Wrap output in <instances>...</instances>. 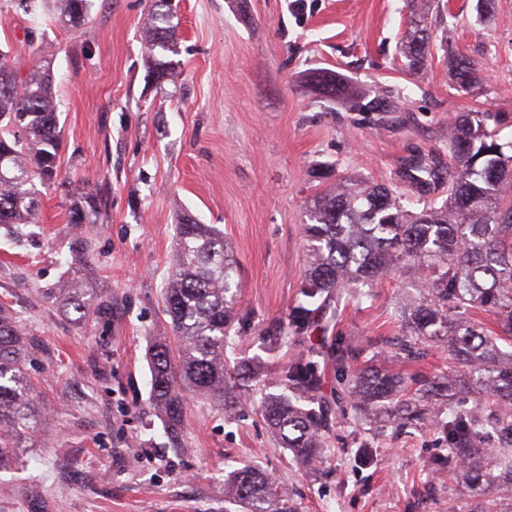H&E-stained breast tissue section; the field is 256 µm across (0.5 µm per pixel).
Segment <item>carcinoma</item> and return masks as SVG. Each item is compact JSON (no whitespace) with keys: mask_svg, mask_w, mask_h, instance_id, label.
Listing matches in <instances>:
<instances>
[{"mask_svg":"<svg viewBox=\"0 0 512 512\" xmlns=\"http://www.w3.org/2000/svg\"><path fill=\"white\" fill-rule=\"evenodd\" d=\"M61 16L79 22L89 0H60ZM408 0L407 33L399 53L404 68L420 70L429 54L424 6ZM168 0H154L146 35L154 47L176 52ZM457 83L477 96L482 83L473 62L453 60ZM381 97L359 111L395 112ZM483 112L458 115L448 128V155L415 156L397 178L416 202L370 179L341 177L310 206L303 226L308 269L287 321L259 333L263 348H286L294 339L317 342L277 362L259 354L230 359L241 338L235 295L239 265L224 233L186 215L176 225V248L164 288L171 335L149 351L151 395L171 437L184 395L210 401L228 417L250 404L295 463L314 468L323 460L347 407L369 421L355 458L371 460L376 437L388 427L435 429L448 444L438 479L464 484L466 512H512V141L500 142ZM62 137L51 81L36 72L21 76L0 53V225L31 224L37 186L58 183ZM448 192L444 201L438 195ZM96 213L89 196L74 198L68 222L87 223ZM425 273L423 294L395 309L400 336L386 341L395 362H410L441 345L448 362L437 375L406 376L386 364L361 359L362 351L338 335L350 305L374 299L372 287L402 269ZM84 323L103 319L109 304L84 284L49 293ZM29 345L15 317L0 311V469L18 462L17 449L40 431L45 411L34 400L26 372ZM470 389L479 402L456 405ZM224 501L239 512H297L266 470L244 466L224 481Z\"/></svg>","mask_w":512,"mask_h":512,"instance_id":"cac0c4a2","label":"carcinoma"}]
</instances>
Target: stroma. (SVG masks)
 I'll use <instances>...</instances> for the list:
<instances>
[{"label": "stroma", "mask_w": 512, "mask_h": 512, "mask_svg": "<svg viewBox=\"0 0 512 512\" xmlns=\"http://www.w3.org/2000/svg\"><path fill=\"white\" fill-rule=\"evenodd\" d=\"M431 0L430 54L407 73L397 57L405 0H180L176 53L142 34L151 0H93L72 26L57 0L24 13L0 0V52L21 73L50 72L64 138L62 181L40 189L37 221L11 239L0 227V308L33 340L28 373L48 412L24 465L0 471V512H224V478L246 464L273 473L299 512H448L468 499L430 476L443 438L388 433L369 465L354 461L355 417L337 429L317 470L303 468L253 410L228 419L186 395L171 441L150 394L147 348L165 335L162 288L176 215L221 229L240 265V308L259 325L287 317L307 269L302 226L326 166L393 185L401 163L445 151L461 112L490 113L512 138V0ZM472 59L483 92L453 80ZM157 57L174 64L149 77ZM326 69L342 93L326 101L309 78ZM394 112L362 111L379 96ZM100 212L75 250L67 222L74 192ZM110 301L107 321L75 322L48 299L72 282ZM422 279L397 274L373 302L345 311L341 333L383 359L397 334L394 308Z\"/></svg>", "instance_id": "obj_1"}]
</instances>
